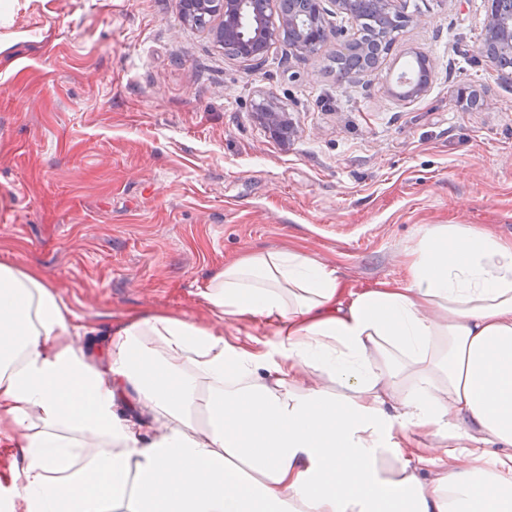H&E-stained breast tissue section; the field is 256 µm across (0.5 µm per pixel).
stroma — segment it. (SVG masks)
<instances>
[{"label":"stroma","instance_id":"1","mask_svg":"<svg viewBox=\"0 0 512 512\" xmlns=\"http://www.w3.org/2000/svg\"><path fill=\"white\" fill-rule=\"evenodd\" d=\"M405 10L380 68L340 81V42L247 65L179 0H0V260L58 286L93 347L143 313L208 323L199 289L249 254L313 255L361 292L403 281L427 228L512 244V88L479 51L487 0ZM419 52L431 87L401 100ZM267 96L287 141L255 117Z\"/></svg>","mask_w":512,"mask_h":512}]
</instances>
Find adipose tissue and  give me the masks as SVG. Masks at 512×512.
<instances>
[{
	"label": "adipose tissue",
	"instance_id": "obj_1",
	"mask_svg": "<svg viewBox=\"0 0 512 512\" xmlns=\"http://www.w3.org/2000/svg\"><path fill=\"white\" fill-rule=\"evenodd\" d=\"M401 284L298 252L226 264L213 322L132 318L103 351L0 261L10 512H512V246L424 230ZM274 326L275 339L225 337Z\"/></svg>",
	"mask_w": 512,
	"mask_h": 512
}]
</instances>
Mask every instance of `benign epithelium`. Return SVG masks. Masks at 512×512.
Masks as SVG:
<instances>
[{"mask_svg": "<svg viewBox=\"0 0 512 512\" xmlns=\"http://www.w3.org/2000/svg\"><path fill=\"white\" fill-rule=\"evenodd\" d=\"M402 0H376L382 14L401 26L413 22L402 9ZM186 25L202 28L218 47L236 38L242 42L237 59L254 62L262 59L273 43L288 40L296 53L315 54L331 33L325 24L323 0H309L304 10L274 14L267 0H183ZM336 37L343 38L342 52L367 53L368 46L357 37L347 36L342 29ZM482 55L499 76L512 84V72L497 65V57L512 53V18L488 6ZM256 119L278 139L288 138L292 128L285 112L274 100L264 98L256 105Z\"/></svg>", "mask_w": 512, "mask_h": 512, "instance_id": "obj_1", "label": "benign epithelium"}]
</instances>
